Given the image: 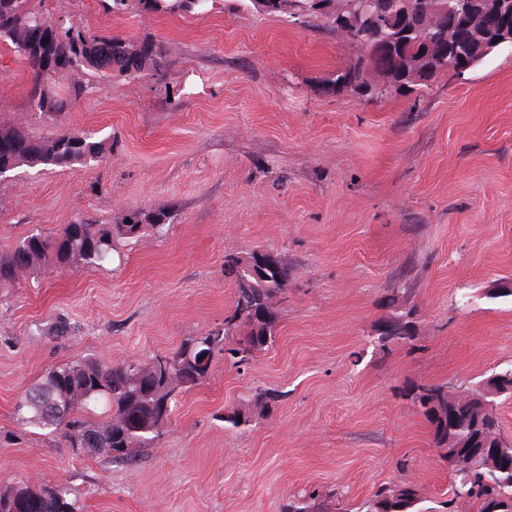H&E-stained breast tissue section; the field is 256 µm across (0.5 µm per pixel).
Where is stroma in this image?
I'll list each match as a JSON object with an SVG mask.
<instances>
[{"label":"stroma","mask_w":512,"mask_h":512,"mask_svg":"<svg viewBox=\"0 0 512 512\" xmlns=\"http://www.w3.org/2000/svg\"><path fill=\"white\" fill-rule=\"evenodd\" d=\"M47 20L159 44L137 78L59 77L88 92L65 128L97 164L0 178V252L34 232L123 212H169L164 236L107 262L27 272L0 288V486L60 483L77 512H281L302 490L352 503L411 482L418 512H446L451 469L413 404L419 383L466 393L512 363V50L424 95L367 101L326 89L356 49L335 34L210 0L162 15L104 0H33ZM32 73L0 41V125L54 127L29 106ZM275 251L291 275L279 331L248 368L215 359L137 462L23 431L15 405L44 372L93 358L149 361L223 328L224 258ZM408 313L414 345L382 346ZM275 393L268 408L253 389ZM243 424L228 427L225 411ZM403 313H393L380 326L383 344H408L416 339V328Z\"/></svg>","instance_id":"35a3bbf8"}]
</instances>
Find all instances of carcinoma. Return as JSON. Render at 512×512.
Returning a JSON list of instances; mask_svg holds the SVG:
<instances>
[{
    "instance_id": "obj_1",
    "label": "carcinoma",
    "mask_w": 512,
    "mask_h": 512,
    "mask_svg": "<svg viewBox=\"0 0 512 512\" xmlns=\"http://www.w3.org/2000/svg\"><path fill=\"white\" fill-rule=\"evenodd\" d=\"M29 0H0V14L18 21L11 27L0 24V41L12 44L26 61L33 86L48 91L54 77L75 67L102 74L118 72L138 75L158 72L165 66L164 52L156 44L136 46L112 35H98L62 27L56 40L52 63L34 45L27 31L44 17L28 6ZM161 13H190L205 9L207 0H138ZM331 11H317L315 0H263L266 12L288 18L291 24L336 31L358 48L349 64L336 71V89H360L368 83L364 68L365 50L387 42L416 51L428 80L417 82L393 68L395 92L424 94L433 81L448 71V50L459 46L466 57L457 59L461 72L472 71L503 47L493 36L494 19L489 13L496 0H330ZM33 110L55 126L48 136L37 137L24 125L0 127V139L12 142L10 153L0 154V165L53 170L72 168L98 157L99 145L93 134L60 127L57 120L69 107L57 98L53 111L43 103L31 102ZM169 216L162 210L127 212L122 223L91 224L79 221L66 225L55 235L41 233L24 237L13 249L0 253V285L14 283L25 271L51 265L58 268L91 266L104 261L121 239L139 236L147 227L161 228ZM269 253L256 252L245 264L224 258V274L235 287L234 309L224 318V329L205 333L211 347L192 336L176 351L157 354L144 364L127 361L101 363L93 359L76 361L48 371L45 380L31 387L15 407L18 424L62 435L71 448H89L91 454L114 460H130L139 448H152L163 435L180 394L202 384L212 362L192 363L186 352L192 345L212 355L225 354L236 365H248L257 354L275 342L278 332L276 304L288 282L290 269L281 257L267 261ZM244 324L247 332L232 345L227 329ZM385 344H408L416 339V328L402 313H394L380 326ZM498 396L512 398V366L494 373ZM413 403L432 425L439 448L448 447V407L457 410L453 434L472 445L465 468L454 469V495L469 499L476 512H512V440L502 435L493 410L478 402H462L448 396V390L434 384L411 387ZM310 493L297 494L284 512H310ZM419 501L416 485L402 483L378 488L360 504L343 496L326 498L321 512H414ZM0 512H76L69 492L62 487L28 484L0 489Z\"/></svg>"
}]
</instances>
